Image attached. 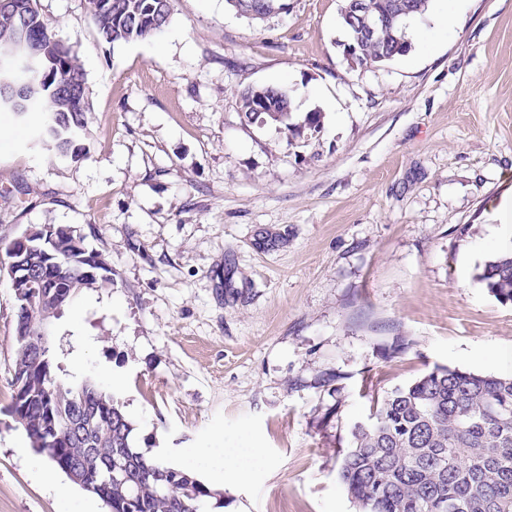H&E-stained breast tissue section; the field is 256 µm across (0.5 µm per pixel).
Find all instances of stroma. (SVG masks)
Masks as SVG:
<instances>
[{
    "label": "stroma",
    "instance_id": "35a3bbf8",
    "mask_svg": "<svg viewBox=\"0 0 512 512\" xmlns=\"http://www.w3.org/2000/svg\"><path fill=\"white\" fill-rule=\"evenodd\" d=\"M342 6L254 24L174 0L161 33L113 44L84 0H38L85 69L79 159L0 112V240L71 227L112 271L49 326L69 381L113 393L146 456L262 449L206 512H359L339 455L386 391L437 366L512 373V304L476 279L512 196V0H430L411 51L362 68ZM250 85L287 91L296 133L242 119ZM14 349L0 271V512H109L35 467L8 412Z\"/></svg>",
    "mask_w": 512,
    "mask_h": 512
}]
</instances>
